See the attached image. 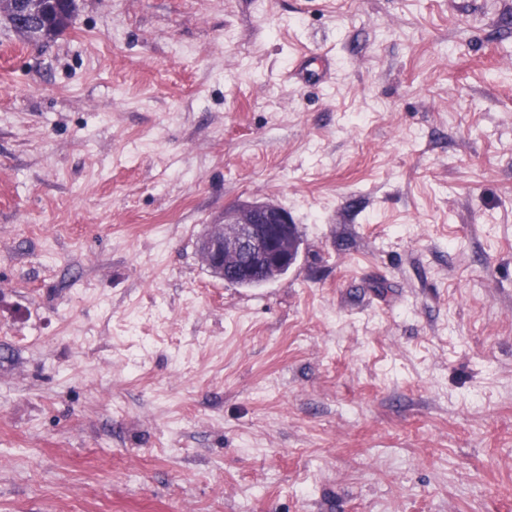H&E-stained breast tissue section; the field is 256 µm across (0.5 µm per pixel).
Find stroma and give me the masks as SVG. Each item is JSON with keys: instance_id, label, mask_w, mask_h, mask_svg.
<instances>
[{"instance_id": "1", "label": "stroma", "mask_w": 512, "mask_h": 512, "mask_svg": "<svg viewBox=\"0 0 512 512\" xmlns=\"http://www.w3.org/2000/svg\"><path fill=\"white\" fill-rule=\"evenodd\" d=\"M244 200L301 238L250 290ZM0 512H512V0L0 25ZM291 214L272 201L240 202L224 209L200 245L209 272L249 278L256 271L275 274L297 261L299 241Z\"/></svg>"}]
</instances>
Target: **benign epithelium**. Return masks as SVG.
I'll list each match as a JSON object with an SVG mask.
<instances>
[{
  "mask_svg": "<svg viewBox=\"0 0 512 512\" xmlns=\"http://www.w3.org/2000/svg\"><path fill=\"white\" fill-rule=\"evenodd\" d=\"M61 3L65 5V22H72L77 0H41L49 12L58 10ZM30 10L27 0H15L7 11L0 5V22L22 30ZM200 254L209 272L220 280L248 278L257 271L275 274L290 269L298 259L296 225L291 214L272 201L236 203L211 224Z\"/></svg>",
  "mask_w": 512,
  "mask_h": 512,
  "instance_id": "obj_1",
  "label": "benign epithelium"
}]
</instances>
